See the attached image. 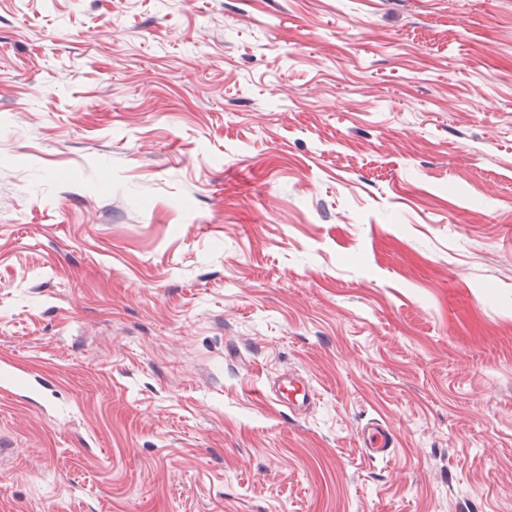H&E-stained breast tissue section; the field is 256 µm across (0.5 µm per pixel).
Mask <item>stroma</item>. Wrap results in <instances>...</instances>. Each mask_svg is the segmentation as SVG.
Listing matches in <instances>:
<instances>
[{
  "instance_id": "1",
  "label": "stroma",
  "mask_w": 512,
  "mask_h": 512,
  "mask_svg": "<svg viewBox=\"0 0 512 512\" xmlns=\"http://www.w3.org/2000/svg\"><path fill=\"white\" fill-rule=\"evenodd\" d=\"M0 512H512V0H0ZM285 389L288 393L287 398L284 397ZM259 392L264 397H268V395L274 397L278 402L287 399L289 407L292 406L295 410H307L315 403L316 399V391L312 384L292 376H289L285 386L280 388L279 391H272L266 384H263ZM396 441V432L380 421L367 423L358 432L359 446L371 459H391Z\"/></svg>"
}]
</instances>
